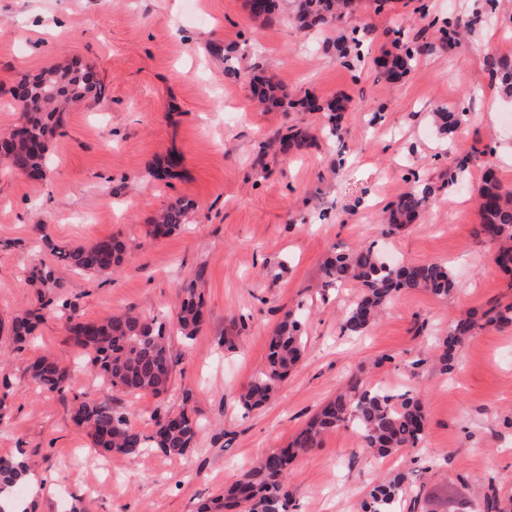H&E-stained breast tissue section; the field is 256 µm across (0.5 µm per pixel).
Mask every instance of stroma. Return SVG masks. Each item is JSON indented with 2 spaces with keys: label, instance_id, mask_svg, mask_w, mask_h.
Returning <instances> with one entry per match:
<instances>
[{
  "label": "stroma",
  "instance_id": "35a3bbf8",
  "mask_svg": "<svg viewBox=\"0 0 512 512\" xmlns=\"http://www.w3.org/2000/svg\"><path fill=\"white\" fill-rule=\"evenodd\" d=\"M293 4L281 0L270 24L253 18L246 0H0V129L18 121L20 79L64 61L93 65L106 94L103 104L76 102L63 114L45 177L0 171V458L22 459L54 484L28 512H195L291 442L351 370L420 395L424 439L380 459L351 429L328 433L289 469L293 512H361L390 471L408 477L401 512L451 484L470 512H485L486 495L512 498V324L468 337L450 373L435 363L436 337L461 314L512 305V273L472 234L486 172L512 191V94L485 64L489 54L512 62V0H355L346 23L306 33L288 21ZM440 18L463 31L459 44L437 40ZM354 27L368 52L346 66L334 45ZM396 36L421 52L388 82L373 60ZM257 69L295 102L347 96L345 141L321 137L258 166L274 131L297 121L317 131L324 119L296 106L262 111L245 81ZM493 94L499 106L486 121ZM441 108L470 117L449 144L428 120ZM168 153L180 155V174L155 179L150 164ZM461 158L466 170L449 181ZM415 183L432 186L431 203L411 226L383 235V209ZM182 197L198 204L188 226L152 237V216ZM45 236L65 247L115 236L129 252L112 274H78L42 249ZM370 243L401 262L448 264L457 290L400 294L365 335L343 333L359 287L321 288L322 266ZM34 264L53 267L64 287L35 339L20 344L9 326L35 305ZM193 279L207 320L193 340L172 336L168 391L109 390L71 339L68 317L170 313ZM290 310L304 318L302 358L265 406L244 409L238 395ZM42 356L68 369L65 394L31 382L28 366ZM88 400L146 432L155 415L186 408L202 431L181 458L145 451L102 461L71 418Z\"/></svg>",
  "mask_w": 512,
  "mask_h": 512
}]
</instances>
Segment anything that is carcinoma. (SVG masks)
<instances>
[{"label":"carcinoma","mask_w":512,"mask_h":512,"mask_svg":"<svg viewBox=\"0 0 512 512\" xmlns=\"http://www.w3.org/2000/svg\"><path fill=\"white\" fill-rule=\"evenodd\" d=\"M352 0H295L291 18L300 31L321 29L341 21L348 14ZM414 50L394 40L393 49L376 59H389L391 66L382 74L388 80L399 79L414 60ZM487 65L499 73L506 88L512 89V65L493 56ZM251 97L268 108L284 107L285 95L270 78L252 75L248 79ZM93 97L94 103L104 98V87L97 72L88 65L71 62L43 70L33 78H24L13 90L19 110L18 123L0 133V155L8 168L32 178L44 175L48 166V146L60 127L61 114L73 102ZM313 111L328 113L322 133L332 139H342L341 112L347 100L342 96L319 103L306 102ZM433 119L439 129L448 133L461 126L457 112H435ZM280 150L292 146L308 147L314 141L309 128L293 125L277 135ZM179 159L167 154L152 164L153 176L159 180L178 175ZM431 189L415 187L400 195L388 209L385 224L392 234L414 223L429 202ZM195 203L177 198L153 219L151 234L164 237L188 223ZM479 224L473 235L496 246L494 262L512 270V193L502 191L495 177L486 175L478 195ZM43 246L55 254L58 262L77 273H109L120 267L128 246L119 237L97 239L74 247H60L52 240H42ZM323 286L340 287L353 282L360 285L357 299L346 312L342 329L351 336L367 331L381 315L383 308L396 296L407 292H428L446 297L456 289V281L441 262L407 263L396 266L383 261L380 252L369 244L348 254L328 259L322 269ZM31 279L40 288L57 290L64 287L55 271L46 266L35 267ZM38 307L13 320L10 333L23 343L33 336L42 310L51 301L37 296ZM206 319L204 304L193 285L181 289L175 307L177 332L192 340ZM494 321L512 323V305L502 309L471 310L448 325L438 354L442 370L452 369L458 347L467 336L474 334L482 323ZM69 331L75 343L86 353V363L99 370L109 388L126 394L143 392L160 395L167 392L171 380V333L165 318L138 313H123L104 320L70 319ZM305 347L302 322L290 311L270 337L264 369L248 382L240 394L242 406L253 409L264 405L301 359ZM30 376L40 387L62 392L67 387L68 370L49 357H41L30 365ZM73 421L84 429L91 447L110 457L132 454L146 448H156L168 457L180 458L194 448L200 428L198 422L182 408L154 420L152 431H141L128 417L116 413L105 402H82L73 410ZM426 415L420 396L408 392L394 394L381 387H366L360 377H350L345 390L328 401L285 448H278L262 457L245 471L224 492L204 501L197 512H232L243 507L244 512H289L290 498L286 477L293 460L322 446L324 436L339 427L354 430L366 448L378 458H386L407 448H416L423 438ZM27 472L20 461L0 458V495L8 492L14 500L22 499L27 491L23 481ZM407 477L396 473L377 484L369 493L365 512H398L406 492Z\"/></svg>","instance_id":"cac0c4a2"}]
</instances>
